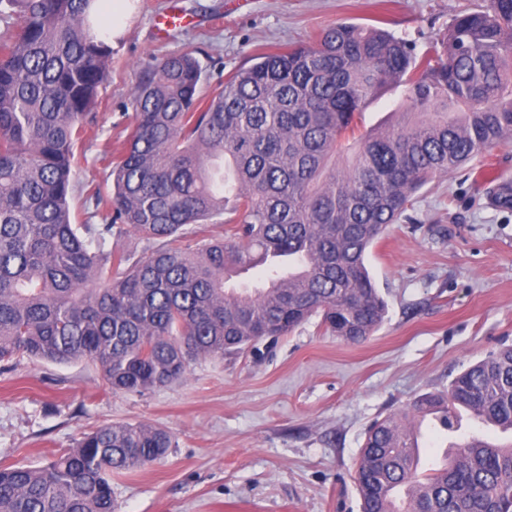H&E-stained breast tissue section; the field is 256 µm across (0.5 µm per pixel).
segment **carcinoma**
<instances>
[{
    "label": "carcinoma",
    "instance_id": "cac0c4a2",
    "mask_svg": "<svg viewBox=\"0 0 512 512\" xmlns=\"http://www.w3.org/2000/svg\"><path fill=\"white\" fill-rule=\"evenodd\" d=\"M92 2L0 0L17 24L0 38V363L90 361L112 391L138 393L314 316L362 343L387 313L367 249L425 183L512 139V0L456 17L422 54L340 22L314 46L256 56L204 107L200 61L171 54L133 87L109 220L75 224V150L112 74ZM387 91L396 121L356 134ZM220 223L227 236L198 237ZM130 231L139 256L120 246ZM257 266L263 286L226 287L228 270ZM461 408L512 431V347L369 427L363 512H512V442L464 439L437 468L408 465L415 421L434 410L454 433ZM171 446L161 427L98 426L40 466L0 465V512H117L112 474Z\"/></svg>",
    "mask_w": 512,
    "mask_h": 512
}]
</instances>
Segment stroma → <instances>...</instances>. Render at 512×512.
Instances as JSON below:
<instances>
[{
  "label": "stroma",
  "instance_id": "obj_1",
  "mask_svg": "<svg viewBox=\"0 0 512 512\" xmlns=\"http://www.w3.org/2000/svg\"><path fill=\"white\" fill-rule=\"evenodd\" d=\"M170 0H139L112 50L97 123L77 149L76 222L93 192L112 190L106 143L131 130L129 95L143 67L193 52L206 69L202 99L255 56L306 44L347 21L376 25L424 52L435 35L487 0H179L186 27L158 38ZM512 178V141L415 194L405 222L367 256L387 303L367 341L344 342L311 318L277 341L200 358L181 380L142 394L112 393L94 364L25 361L0 371V463L40 465L102 423L170 431L165 457L117 473L119 512H361L355 464L368 427L418 396L446 390L468 366L512 345V209L496 208L476 170ZM430 429L425 466L479 425Z\"/></svg>",
  "mask_w": 512,
  "mask_h": 512
}]
</instances>
